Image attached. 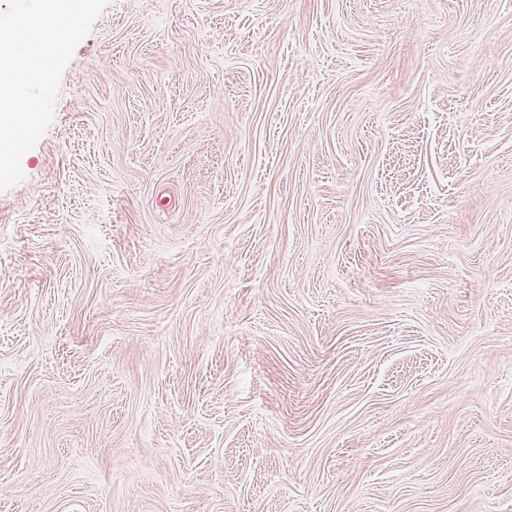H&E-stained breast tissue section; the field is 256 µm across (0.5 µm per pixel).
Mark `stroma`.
<instances>
[{"instance_id":"1","label":"stroma","mask_w":512,"mask_h":512,"mask_svg":"<svg viewBox=\"0 0 512 512\" xmlns=\"http://www.w3.org/2000/svg\"><path fill=\"white\" fill-rule=\"evenodd\" d=\"M0 192V512H512V0H108Z\"/></svg>"}]
</instances>
